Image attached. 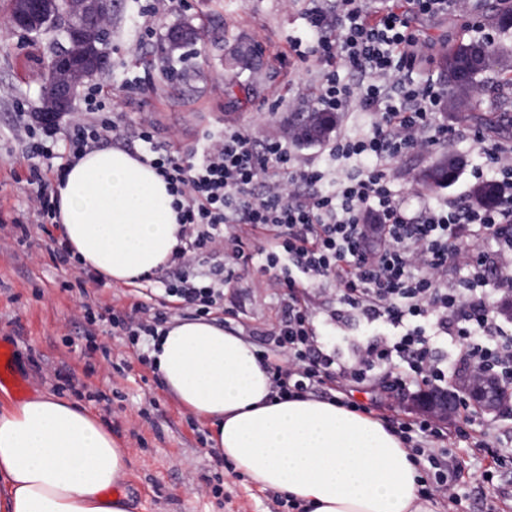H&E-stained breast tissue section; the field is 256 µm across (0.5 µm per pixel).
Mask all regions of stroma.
<instances>
[{
	"instance_id": "stroma-1",
	"label": "stroma",
	"mask_w": 512,
	"mask_h": 512,
	"mask_svg": "<svg viewBox=\"0 0 512 512\" xmlns=\"http://www.w3.org/2000/svg\"><path fill=\"white\" fill-rule=\"evenodd\" d=\"M152 0H115L112 11V68L97 86L110 89L129 120L149 117L157 142L177 135L184 147L219 124L256 126L264 136H281L294 112L284 103L292 80L308 78L306 68L288 57L287 36L300 34L305 0H188L177 11L143 18ZM189 25L197 33L196 51L179 62L181 77L169 80L157 62L169 28ZM138 55H129L131 45ZM49 41L7 28L0 31V219H26L30 188L23 160L10 137L17 108L40 109L39 87ZM512 55L496 60L485 83L487 94L472 112L437 114L438 122L482 128L481 115L512 100ZM460 160L457 179L444 188L424 184V172L444 157ZM478 145L460 139L442 143L424 155L406 154L395 166L400 196L421 195L433 202L471 196L472 172L484 167ZM61 238L55 225L31 226L22 242H0V410H9L40 394L63 397L93 414L126 453V473L115 494L127 512H295L285 495L263 489L220 463L209 437L208 421L185 410L144 358L143 346L106 333L87 339L77 319L80 287L70 270L55 262ZM226 303L240 312L224 319L225 329L259 345V336L275 326L283 305L272 279L248 280L227 289ZM336 313L328 337L340 354L371 336L365 320L338 308L335 291L316 298ZM111 348L103 359L100 344ZM503 432V460L471 455L464 442L449 446L463 467L466 491H483L468 500L466 512H512V413L495 414Z\"/></svg>"
}]
</instances>
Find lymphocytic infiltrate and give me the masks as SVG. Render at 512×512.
<instances>
[{
    "mask_svg": "<svg viewBox=\"0 0 512 512\" xmlns=\"http://www.w3.org/2000/svg\"><path fill=\"white\" fill-rule=\"evenodd\" d=\"M471 10V0H311L303 12L308 36L289 37L288 50L316 72L297 83L294 103L373 117L366 130L328 141L329 157L345 163L338 170L298 163L293 128L268 139L254 127L224 126L207 131L191 154L173 138L155 144L152 122L127 121L99 87L79 112L18 113L11 136L32 187L28 212L36 223H59L56 186L69 168L104 141L134 136L145 146L141 161L174 198L180 244L161 279L162 309L134 303L111 317L113 335L135 342L157 337L172 318L222 315L225 289L261 272L284 296V315L260 356L277 397L324 394L344 404L361 386L371 395L364 413L382 410L389 390L444 387L438 341L460 347L468 373L493 368L512 389V333L491 303L512 297V145L436 124L445 92L415 69L433 48L415 18ZM455 138L479 145L486 167L475 177L496 184L498 206L461 198L412 207L393 194L399 155ZM257 236L265 247L247 252L246 240ZM328 284L340 304L386 323L388 333L358 343L347 359L325 348L314 292ZM397 433L424 441L412 450L433 472L424 494L459 508L467 498L460 465L433 448L444 438L438 420L402 421Z\"/></svg>",
    "mask_w": 512,
    "mask_h": 512,
    "instance_id": "obj_1",
    "label": "lymphocytic infiltrate"
}]
</instances>
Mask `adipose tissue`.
I'll return each mask as SVG.
<instances>
[{
	"label": "adipose tissue",
	"instance_id": "ef3b65f1",
	"mask_svg": "<svg viewBox=\"0 0 512 512\" xmlns=\"http://www.w3.org/2000/svg\"><path fill=\"white\" fill-rule=\"evenodd\" d=\"M63 232L83 265L131 284L166 264L179 225L168 185L121 147L92 151L57 188ZM149 357L167 390L213 427V450L305 512H433L401 438L336 401L279 399L242 336L213 320L168 323ZM125 454L95 416L52 395L0 413L6 512H127L113 496Z\"/></svg>",
	"mask_w": 512,
	"mask_h": 512
}]
</instances>
